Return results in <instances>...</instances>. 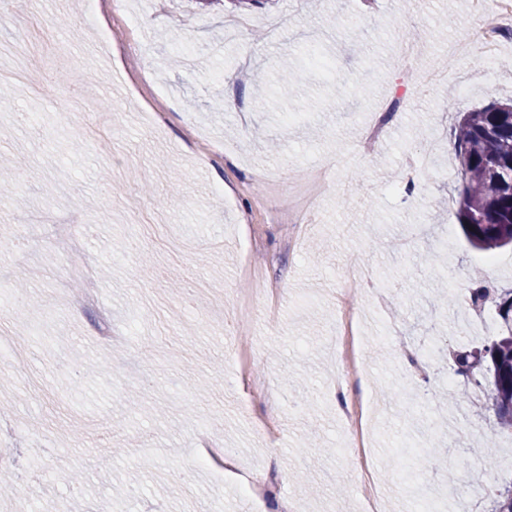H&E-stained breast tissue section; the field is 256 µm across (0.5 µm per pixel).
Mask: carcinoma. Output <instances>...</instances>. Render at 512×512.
Listing matches in <instances>:
<instances>
[{
	"mask_svg": "<svg viewBox=\"0 0 512 512\" xmlns=\"http://www.w3.org/2000/svg\"><path fill=\"white\" fill-rule=\"evenodd\" d=\"M288 72L298 83L302 69L292 61L281 63L278 89L290 96ZM454 149L463 183L456 219L467 241L482 251L512 245V100L458 113ZM475 281L471 306L493 309L497 335L475 355L453 354L452 369L464 383L460 401H471V390H480V406L493 409L500 431L512 436V288H491L483 274ZM491 512H512V484L498 491Z\"/></svg>",
	"mask_w": 512,
	"mask_h": 512,
	"instance_id": "carcinoma-1",
	"label": "carcinoma"
}]
</instances>
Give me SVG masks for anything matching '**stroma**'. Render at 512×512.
Here are the masks:
<instances>
[{
    "mask_svg": "<svg viewBox=\"0 0 512 512\" xmlns=\"http://www.w3.org/2000/svg\"><path fill=\"white\" fill-rule=\"evenodd\" d=\"M78 3L0 0V41L27 28L40 63L36 98L0 80L12 101L0 158L20 184L0 197V225L36 229L0 243V400L19 427L5 445L19 489L8 512H184L189 490L198 512H256L247 485L261 475L274 512H362L371 481L386 489L378 512L424 500L461 512L474 487L491 497L511 484V468L477 484L472 459L426 454L443 424L511 456L492 413L413 408L400 388L409 348L428 361L419 392L456 390L449 350L497 332L465 302L473 269L512 286V249L472 250L455 217L448 104L512 99V67L455 99L462 66L483 67L448 53L478 22L474 0H135V19L113 12L106 46ZM284 15L291 30L271 37ZM243 18L246 41L227 33ZM285 58L306 67L296 98L270 91ZM441 65L448 83L416 94ZM397 95L406 105L371 139L373 113ZM321 171L314 228L295 239L264 175L304 190ZM74 215L95 296L77 308L83 282L43 230ZM419 223L426 235L406 252ZM443 267L455 274L446 310L431 288ZM349 282L359 289L338 304ZM341 391L383 404L365 452L347 446ZM205 435L236 475L202 465Z\"/></svg>",
    "mask_w": 512,
    "mask_h": 512,
    "instance_id": "obj_1",
    "label": "stroma"
}]
</instances>
